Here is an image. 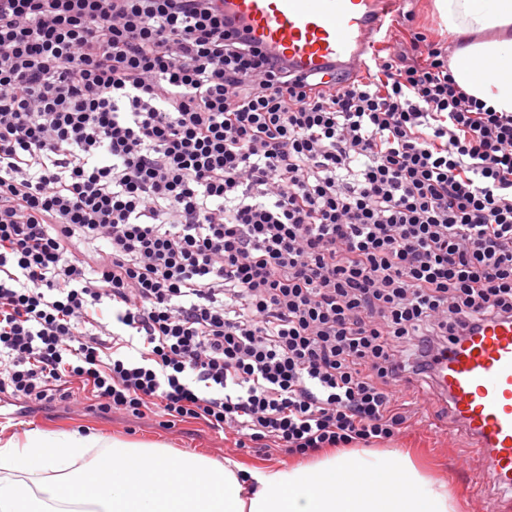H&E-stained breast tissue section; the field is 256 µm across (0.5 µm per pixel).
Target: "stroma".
<instances>
[{"mask_svg": "<svg viewBox=\"0 0 512 512\" xmlns=\"http://www.w3.org/2000/svg\"><path fill=\"white\" fill-rule=\"evenodd\" d=\"M452 421L442 397L432 396L420 424L389 442V449L410 451L427 474L447 482L459 498L460 512H491L496 501L504 497L493 483L487 458L471 441L450 432ZM62 433L96 434L104 439L159 443L167 446L169 461L182 454H201L215 461L231 457L245 466L294 464V456L279 454L264 458L235 447L203 425L183 423L167 429L149 419L131 420L121 414L101 417L92 413H70L64 410L20 413L17 404L0 401V437H24L31 430Z\"/></svg>", "mask_w": 512, "mask_h": 512, "instance_id": "stroma-1", "label": "stroma"}]
</instances>
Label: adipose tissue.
Returning <instances> with one entry per match:
<instances>
[{
	"instance_id": "adipose-tissue-1",
	"label": "adipose tissue",
	"mask_w": 512,
	"mask_h": 512,
	"mask_svg": "<svg viewBox=\"0 0 512 512\" xmlns=\"http://www.w3.org/2000/svg\"><path fill=\"white\" fill-rule=\"evenodd\" d=\"M470 95L512 113V0H436ZM0 512H455L409 455L341 451L310 465L245 469L158 444L27 432L0 439Z\"/></svg>"
}]
</instances>
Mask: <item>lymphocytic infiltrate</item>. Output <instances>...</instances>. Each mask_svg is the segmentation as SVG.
Returning a JSON list of instances; mask_svg holds the SVG:
<instances>
[{
	"instance_id": "lymphocytic-infiltrate-1",
	"label": "lymphocytic infiltrate",
	"mask_w": 512,
	"mask_h": 512,
	"mask_svg": "<svg viewBox=\"0 0 512 512\" xmlns=\"http://www.w3.org/2000/svg\"><path fill=\"white\" fill-rule=\"evenodd\" d=\"M344 84L223 0H0V397L371 447L512 320V113L410 31Z\"/></svg>"
}]
</instances>
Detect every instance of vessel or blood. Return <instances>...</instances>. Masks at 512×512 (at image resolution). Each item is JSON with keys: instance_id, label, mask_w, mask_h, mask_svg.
Here are the masks:
<instances>
[{"instance_id": "vessel-or-blood-1", "label": "vessel or blood", "mask_w": 512, "mask_h": 512, "mask_svg": "<svg viewBox=\"0 0 512 512\" xmlns=\"http://www.w3.org/2000/svg\"><path fill=\"white\" fill-rule=\"evenodd\" d=\"M402 0H224L234 28L301 74L350 75L382 47ZM434 382L461 432L489 458L494 483L512 492V321L486 323L454 344Z\"/></svg>"}]
</instances>
